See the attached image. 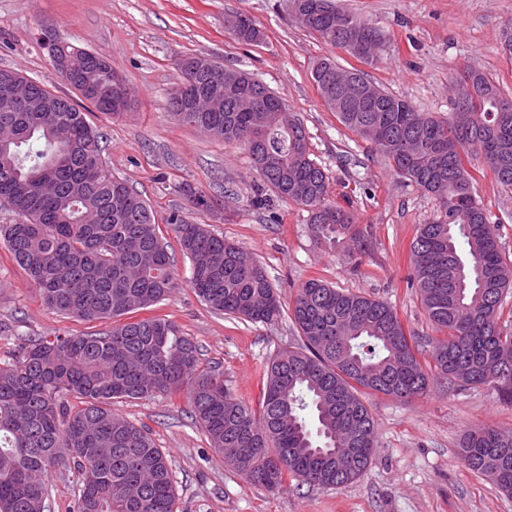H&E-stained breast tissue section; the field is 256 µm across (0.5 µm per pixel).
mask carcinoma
<instances>
[{
	"mask_svg": "<svg viewBox=\"0 0 512 512\" xmlns=\"http://www.w3.org/2000/svg\"><path fill=\"white\" fill-rule=\"evenodd\" d=\"M318 1L305 28L325 43L370 62L355 35L380 44L376 27ZM80 90L99 112L117 116V70L81 49L74 62ZM338 65L319 59L312 75L326 105L349 130L370 141L396 171L437 202L439 215L419 225L411 244L412 282L424 310L448 336L419 358L389 303L310 279L298 289L291 317L301 344L269 364L259 411L232 396L218 372L201 366L195 343L158 317L135 313L177 287L173 264L147 203L112 175L101 135L85 108L54 94L48 112H0V202L16 215L0 225L13 260L42 303L82 320H112L98 334L41 336L0 362V512H46L47 481L77 479L73 512H178L169 454L149 432L112 412L115 399L186 392L191 414L224 464L252 485L277 489L289 476L310 486L342 487L372 464L376 429L361 398L399 400L424 394L433 380L450 386L493 384L512 397V333L499 324L512 290V263L497 225L473 191L471 157L512 189V98L480 72L471 77L478 122L462 130L418 111L371 82L375 94L349 112L336 97ZM181 78L169 93L173 117L247 150L259 176L254 203L292 201L309 212L313 237L363 251L354 216L328 199L329 176L311 157L308 132L291 112H255L245 92L209 86L221 108L180 112ZM169 225L191 268L190 285L211 309L271 324L283 307L265 269L241 267L243 249L178 215ZM254 448L252 458L240 449ZM459 458L512 496V434L481 428L464 434Z\"/></svg>",
	"mask_w": 512,
	"mask_h": 512,
	"instance_id": "1",
	"label": "carcinoma"
}]
</instances>
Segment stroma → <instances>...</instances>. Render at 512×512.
<instances>
[{
    "label": "stroma",
    "mask_w": 512,
    "mask_h": 512,
    "mask_svg": "<svg viewBox=\"0 0 512 512\" xmlns=\"http://www.w3.org/2000/svg\"><path fill=\"white\" fill-rule=\"evenodd\" d=\"M382 33L376 60L361 62L312 35L289 13L286 0H0V68L55 80L39 49L42 27L77 47L97 52L135 90L130 112H92L114 176L147 202L158 223L177 214L239 243L267 270L284 307L310 279L393 305L407 332L421 343L436 338L416 289L407 287L410 246L420 224L437 213L435 200L400 177L388 159L343 126L324 104L312 78L324 56L358 68L418 111L450 117L449 87L472 66L512 96V61L500 31L512 22V0H336ZM250 16L261 43L240 44L226 15ZM192 54L246 70L269 86L309 132L315 160L329 172V199L349 209L369 232L363 252L349 254L315 241L308 213L291 201L254 206L257 175L243 146L212 138L172 120L167 97L179 80L175 61ZM472 172L477 195L497 224L502 252L512 262V189L501 187L480 162ZM190 184L198 206L181 191ZM178 282L146 309L196 342L203 366L218 370L228 390L257 406L267 364L299 340L290 319L253 324L209 308L189 285L190 265L176 235L163 232ZM106 320L84 321L45 307L24 270L0 240V360L31 337L110 330ZM377 430L367 474L341 488L309 487L286 479L276 490L250 485L224 465L194 423L186 396L124 400L113 412L148 428L169 453L182 512H512V497L457 455L462 434L493 427L512 431V400L491 385L451 388L438 382L410 401L381 394L364 399Z\"/></svg>",
    "instance_id": "obj_1"
}]
</instances>
